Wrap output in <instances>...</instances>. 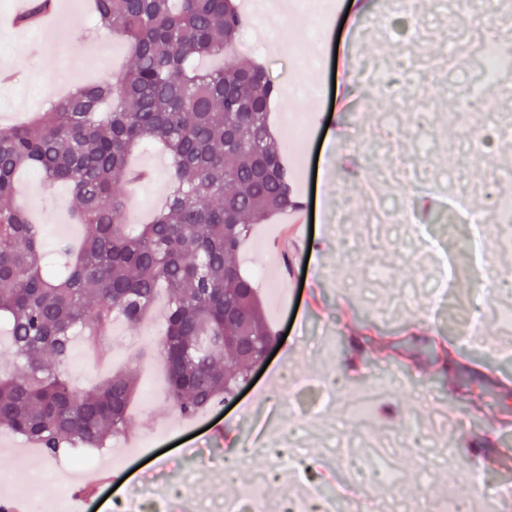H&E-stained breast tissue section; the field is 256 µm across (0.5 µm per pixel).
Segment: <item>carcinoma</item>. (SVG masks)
<instances>
[{"label": "carcinoma", "instance_id": "cac0c4a2", "mask_svg": "<svg viewBox=\"0 0 512 512\" xmlns=\"http://www.w3.org/2000/svg\"><path fill=\"white\" fill-rule=\"evenodd\" d=\"M54 0H28L15 25L31 27ZM93 21L129 46L117 84L87 83L28 121L0 128V316L22 371L0 378V428L54 457L64 445L101 447L125 435L132 371L81 393L64 374L74 336L104 344L115 319L140 328L168 293V402L184 418L232 397L279 337L237 262L253 225L299 207L293 172L269 131L280 83L236 56L245 26L234 0H93ZM170 163L165 205L131 227L130 165L143 142ZM68 186L84 227L79 249L56 261L39 225L15 203L20 172Z\"/></svg>", "mask_w": 512, "mask_h": 512}]
</instances>
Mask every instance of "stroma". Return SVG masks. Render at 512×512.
<instances>
[{
	"mask_svg": "<svg viewBox=\"0 0 512 512\" xmlns=\"http://www.w3.org/2000/svg\"><path fill=\"white\" fill-rule=\"evenodd\" d=\"M240 2L252 34L236 53L263 61L281 84L270 115L276 136L287 137L294 113L310 127L303 145L287 150L299 208L256 225L240 255L246 273L265 271L257 286L270 322L286 339L240 396L205 411L198 424L171 416L167 405L157 353L164 295L138 330L114 324L108 359L75 340L64 368L74 388L128 363L140 374L127 434L87 451L91 472L109 480L83 501L82 512H226L235 489L224 484V460L236 443H252L256 413L269 441L324 467L355 462L371 473L362 448L381 440L402 481L376 484L365 497L368 512H442L449 489L473 503L472 512H512V501L494 497L505 478L497 452L512 447V426H504L501 411L512 406V388L503 385L512 379V336L491 313L512 305V291L495 292L465 275L456 303L437 307L429 297L447 257H466L467 229L448 208L449 183L462 187L466 207H483V184L503 182L512 172V140L483 143L471 156L469 145L480 133L502 126L490 96L450 136L439 124L416 119L438 98L479 83L471 55L448 59L450 30L461 24L512 45V0H497L489 13L475 11L468 0H448L444 8L437 0H411L400 14L391 12V0H369L362 19L338 12L327 24L314 12H289V34L319 54L318 64L305 70L295 69L284 46L267 37L259 0ZM88 6L89 0H54L55 15L65 22L47 33L15 27V0H0V64L16 75L0 86L1 126L45 108L75 83L116 82L126 48L111 32L93 30ZM386 59L404 60L418 72L404 79L391 70L380 84L364 81L363 68ZM47 76L53 83L46 95ZM298 85L303 93H295ZM419 144L427 148L424 181L385 182L379 194L392 209L416 205L419 223L438 241L434 247L394 224L373 236L359 184ZM340 151L346 163L339 169ZM138 163L150 176L135 186L129 205L143 220L159 206L169 169L165 154L151 145L141 149ZM19 200L40 224L45 250H52L55 227L68 222L73 204L68 188H45L31 174L20 182ZM311 258L320 260L319 268L306 267ZM474 314L481 323L469 335L464 324ZM372 331L381 332V340H368ZM342 370L355 377L350 390L382 385L389 391L366 427H357L344 402L325 389ZM291 388L300 403L289 409L279 398ZM75 454L68 448L49 458L25 438L0 432V464L10 469L0 496L30 494L43 504L79 500L77 490L91 472L67 468Z\"/></svg>",
	"mask_w": 512,
	"mask_h": 512,
	"instance_id": "obj_1",
	"label": "stroma"
}]
</instances>
